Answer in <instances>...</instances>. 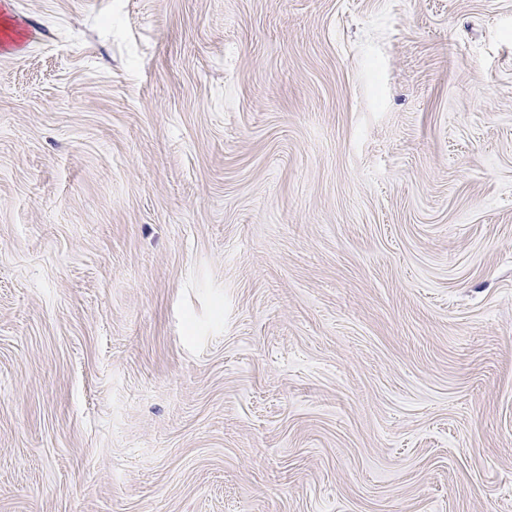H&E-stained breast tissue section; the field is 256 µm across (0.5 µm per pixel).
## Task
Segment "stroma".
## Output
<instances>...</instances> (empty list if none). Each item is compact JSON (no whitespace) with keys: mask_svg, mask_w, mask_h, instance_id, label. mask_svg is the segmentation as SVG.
<instances>
[{"mask_svg":"<svg viewBox=\"0 0 512 512\" xmlns=\"http://www.w3.org/2000/svg\"><path fill=\"white\" fill-rule=\"evenodd\" d=\"M0 512H512V0H0Z\"/></svg>","mask_w":512,"mask_h":512,"instance_id":"obj_1","label":"stroma"}]
</instances>
